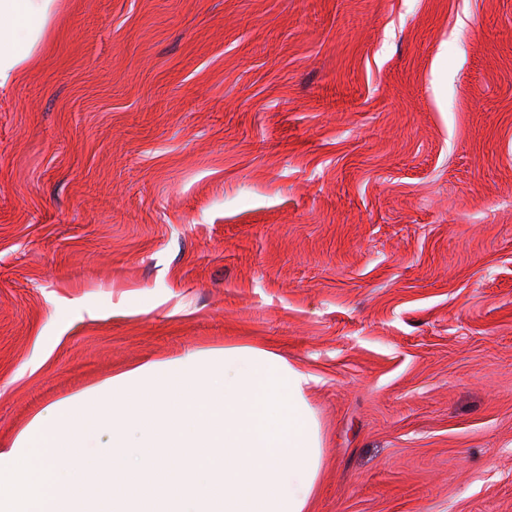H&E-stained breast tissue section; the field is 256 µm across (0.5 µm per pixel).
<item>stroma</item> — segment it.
<instances>
[{"instance_id": "stroma-1", "label": "stroma", "mask_w": 512, "mask_h": 512, "mask_svg": "<svg viewBox=\"0 0 512 512\" xmlns=\"http://www.w3.org/2000/svg\"><path fill=\"white\" fill-rule=\"evenodd\" d=\"M241 340L318 378L311 512H512V0H57L0 88V448Z\"/></svg>"}]
</instances>
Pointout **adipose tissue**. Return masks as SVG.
I'll return each mask as SVG.
<instances>
[{"label":"adipose tissue","mask_w":512,"mask_h":512,"mask_svg":"<svg viewBox=\"0 0 512 512\" xmlns=\"http://www.w3.org/2000/svg\"><path fill=\"white\" fill-rule=\"evenodd\" d=\"M55 0H0V88ZM316 378L258 343L117 371L0 448V512H310L324 441Z\"/></svg>","instance_id":"obj_1"}]
</instances>
